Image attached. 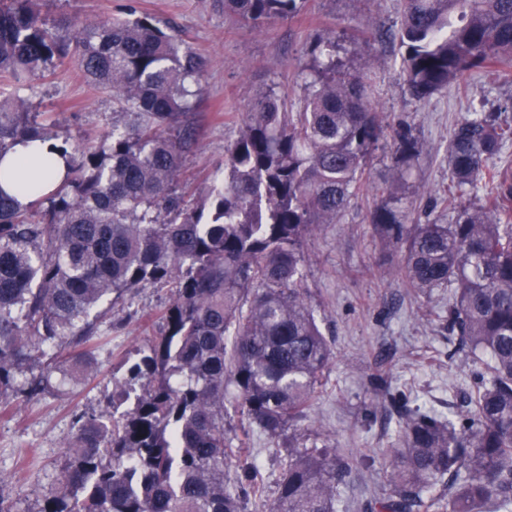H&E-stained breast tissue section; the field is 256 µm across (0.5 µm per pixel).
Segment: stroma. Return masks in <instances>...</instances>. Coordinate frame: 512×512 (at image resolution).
Instances as JSON below:
<instances>
[{
	"label": "stroma",
	"instance_id": "obj_1",
	"mask_svg": "<svg viewBox=\"0 0 512 512\" xmlns=\"http://www.w3.org/2000/svg\"><path fill=\"white\" fill-rule=\"evenodd\" d=\"M400 11L401 0H307L298 16L255 28L225 13L223 0L43 2L48 17L64 16L80 25L151 15L172 25L206 58L203 96L193 116L196 145L184 161L195 194L223 169L224 146L235 138L254 98L272 90L286 99L289 110L299 109L314 40L333 34L341 58L352 67H367L371 97L388 135L366 171L367 190L305 245L313 305L334 352L308 425L330 435L355 461L343 488L344 512H372L369 501L387 488L386 450L398 439L394 410L365 414L376 395L373 376L384 375L392 390L405 392L409 407L444 413L468 388L470 363L463 354H451L448 345L447 290L414 294L381 270L391 250L375 232L370 210L375 190L400 176L390 132L409 125L422 144L408 176L409 223H444L448 213L441 199L448 193V140L455 123L480 104L489 111L504 108L512 117V73L474 72L465 87H448L426 102L414 100L403 81L400 44L386 35L397 27ZM365 29L377 36L367 63L356 42ZM32 85L35 110L54 115L70 146L110 130L117 106L111 94L82 76L77 59L69 60L65 75H38ZM169 298L168 289L147 287L115 308L100 306L94 375L34 400L15 399L9 413L0 414V498L14 512H39L56 487L76 415L106 409L113 384L125 374V358L161 335Z\"/></svg>",
	"mask_w": 512,
	"mask_h": 512
}]
</instances>
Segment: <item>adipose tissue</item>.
I'll return each mask as SVG.
<instances>
[{"instance_id":"adipose-tissue-1","label":"adipose tissue","mask_w":512,"mask_h":512,"mask_svg":"<svg viewBox=\"0 0 512 512\" xmlns=\"http://www.w3.org/2000/svg\"><path fill=\"white\" fill-rule=\"evenodd\" d=\"M66 162L43 142H19L0 161V188L20 202H30L55 187Z\"/></svg>"}]
</instances>
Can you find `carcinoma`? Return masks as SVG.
Here are the masks:
<instances>
[{
  "mask_svg": "<svg viewBox=\"0 0 512 512\" xmlns=\"http://www.w3.org/2000/svg\"><path fill=\"white\" fill-rule=\"evenodd\" d=\"M306 0H224L260 26ZM395 38L417 101L512 64V0H402ZM42 0H0V158L17 141L52 143L65 178L22 206L0 190V411L18 377L30 395L74 386L93 369L92 313L147 286L170 287L163 334L126 359L112 410L81 413L54 494L39 512H337L352 466L309 418L333 350L310 303L304 246L336 223L384 132L366 75L327 37L311 48L299 111L269 92L224 147V179L179 190L195 142L189 121L207 61L145 14L69 32ZM83 75L119 105L112 130L73 150L27 91L36 73ZM512 139L499 112L473 109L448 143V223L407 224L406 185L381 192L370 223L401 252L390 271L418 293L450 289L448 335L472 361L458 410H407L387 449L379 512H512ZM420 156L411 129L393 160ZM69 339L84 350L62 360ZM245 420L224 429L226 405ZM256 429L286 444L276 496L240 460Z\"/></svg>",
  "mask_w": 512,
  "mask_h": 512,
  "instance_id": "cac0c4a2",
  "label": "carcinoma"
}]
</instances>
